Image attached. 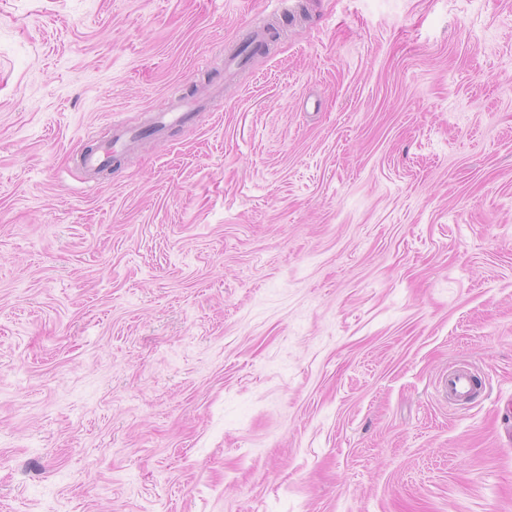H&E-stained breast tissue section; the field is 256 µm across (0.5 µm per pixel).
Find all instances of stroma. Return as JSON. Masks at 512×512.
Segmentation results:
<instances>
[{
  "instance_id": "stroma-1",
  "label": "stroma",
  "mask_w": 512,
  "mask_h": 512,
  "mask_svg": "<svg viewBox=\"0 0 512 512\" xmlns=\"http://www.w3.org/2000/svg\"><path fill=\"white\" fill-rule=\"evenodd\" d=\"M297 2L0 0V512H512V0ZM194 103H185V109H177L168 105L167 107L155 111L150 117V126L155 131L163 126H174L180 122H186L190 120L191 114L185 112L189 107L193 106ZM112 140L103 146L98 147L94 152L81 155L80 162L88 175L103 167H107L112 163ZM445 392L457 401L475 397L480 389L478 380L467 368L454 369L442 380Z\"/></svg>"
}]
</instances>
